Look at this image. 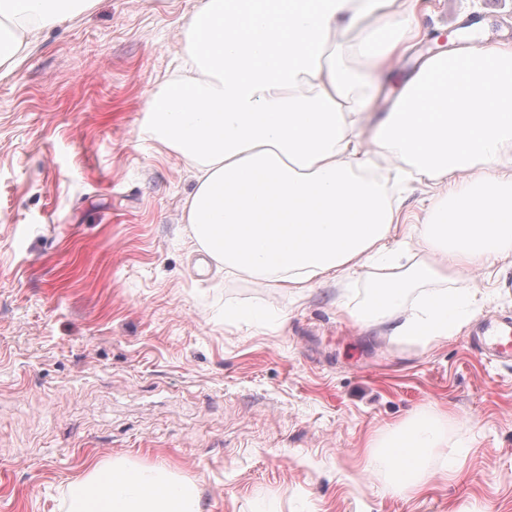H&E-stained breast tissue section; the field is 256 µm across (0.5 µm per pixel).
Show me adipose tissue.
I'll use <instances>...</instances> for the list:
<instances>
[{"label": "adipose tissue", "mask_w": 512, "mask_h": 512, "mask_svg": "<svg viewBox=\"0 0 512 512\" xmlns=\"http://www.w3.org/2000/svg\"><path fill=\"white\" fill-rule=\"evenodd\" d=\"M93 0H0V67L25 58L23 36ZM396 0H202L181 73L148 104L146 134L196 171L185 200L193 247L225 276H275L285 288L340 280L372 260L391 268L355 320L392 322L397 340L436 341L462 325L464 295L428 294L393 323L412 280L445 281L512 255V45L426 57L382 118L373 93L390 54L419 28ZM360 30L359 65L336 53ZM448 185L391 249L397 211L378 161ZM428 256L415 260L412 246ZM442 432L425 415L392 430L368 466L391 489L428 475ZM68 512H202L195 483L121 461L91 465Z\"/></svg>", "instance_id": "adipose-tissue-1"}]
</instances>
